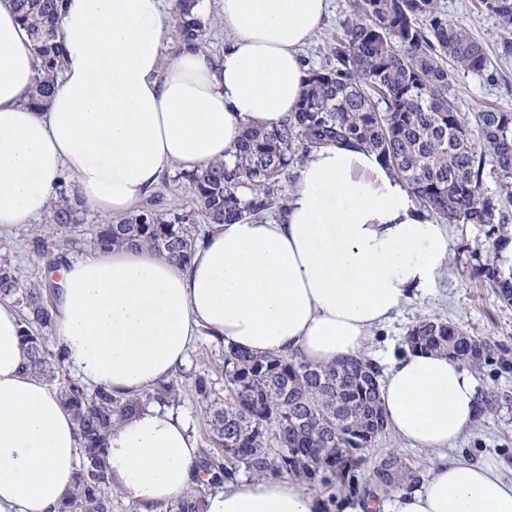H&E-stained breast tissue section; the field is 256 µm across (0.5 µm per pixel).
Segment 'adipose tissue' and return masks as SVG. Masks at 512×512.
<instances>
[{"instance_id": "obj_1", "label": "adipose tissue", "mask_w": 512, "mask_h": 512, "mask_svg": "<svg viewBox=\"0 0 512 512\" xmlns=\"http://www.w3.org/2000/svg\"><path fill=\"white\" fill-rule=\"evenodd\" d=\"M224 51L169 54L163 0H63L62 73L49 104L29 105L35 52L0 0V228L48 215L64 183L103 221L127 215L164 171L230 159L250 126L295 110L299 53L328 0H221ZM450 252L444 225L361 148L328 146L299 168L279 220L212 225L188 264L145 248L62 264L53 339L89 387L134 395L163 383L202 334L255 354L321 366L361 355L376 327L434 288ZM380 387L389 426L438 453L393 512H512V477L493 460L448 455L477 421L470 370L438 353L393 354ZM112 487L142 512L184 495L200 448L186 422L152 404L107 437ZM79 459L56 392L25 369L20 320L0 302V512H55ZM292 477L229 483L206 512H323Z\"/></svg>"}]
</instances>
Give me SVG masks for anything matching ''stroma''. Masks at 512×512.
Returning <instances> with one entry per match:
<instances>
[{"instance_id":"stroma-1","label":"stroma","mask_w":512,"mask_h":512,"mask_svg":"<svg viewBox=\"0 0 512 512\" xmlns=\"http://www.w3.org/2000/svg\"><path fill=\"white\" fill-rule=\"evenodd\" d=\"M351 0H328V14L320 28L302 48L301 55L311 65L322 67L333 63V38L341 22L350 12ZM448 15L462 23L482 45L498 57V79L489 83L471 74L456 79V94L461 109L477 112L481 106L493 104L512 110V56L502 58L498 52L504 37L498 19L474 8V0H442ZM155 207L168 210L191 207L193 191L180 168L163 175L151 193ZM450 254L443 275L435 288L411 296L401 311L381 325L372 336L365 353L376 361H384L396 352L409 326L421 318L441 317L458 323L471 334L491 338L512 347V307L501 303L495 290L475 278L477 262L490 263L493 252L487 251V228L481 224H453L449 227ZM31 229L14 226L0 231V257L9 258L15 276L25 283H51L58 273L52 272L51 255H39L29 246ZM224 345L209 336H198L185 364L175 377L181 385L177 411L188 422L200 447L213 448L217 442L211 433L209 417L199 406L193 391L197 376L207 375L216 398H223ZM479 390H494L499 396L496 410L479 421L458 441L456 454L473 461L488 458L512 470V372L499 375L476 374Z\"/></svg>"}]
</instances>
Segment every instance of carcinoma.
<instances>
[{
    "instance_id": "cac0c4a2",
    "label": "carcinoma",
    "mask_w": 512,
    "mask_h": 512,
    "mask_svg": "<svg viewBox=\"0 0 512 512\" xmlns=\"http://www.w3.org/2000/svg\"><path fill=\"white\" fill-rule=\"evenodd\" d=\"M199 0H177L176 24L183 40L202 42ZM29 34L38 61L31 97L47 105L62 60L57 42L59 0H11ZM507 33L512 32V0H478ZM330 68L307 69L295 111L273 127L245 130L231 161H220L184 177L192 186L195 208L158 212L147 205L100 224L91 243L96 250L145 247L183 264L198 246L197 220L224 224L277 207L287 200L279 183L314 151L330 146L363 147L407 187L420 210L442 224H483L487 243L499 249L512 224V111L484 106L473 117L461 111L456 75L464 72L489 82L497 67L467 28L448 15L441 0H352L349 17L336 35ZM491 151L492 159L477 142ZM492 176L495 191L485 188ZM49 224L66 230L77 224L76 210L64 193ZM500 299L512 304V275L494 264L483 270ZM0 295L26 309L21 320L26 369L59 382L58 396L70 412L81 448L73 486L57 512H112V475L106 440L112 427L141 403L178 402L179 385L170 381L134 397L105 388L89 389L64 375V356L49 337L53 306L42 289L20 284L9 263L0 264ZM399 350L441 352L479 373L512 371V350L478 338L446 319H423L407 330ZM227 402L213 397L209 380L199 376L194 392L211 417L223 452L202 449L192 486L170 512H205L197 487L217 492L241 474L291 476L332 490L325 512L366 504L421 482L417 470L394 453L366 469V451L386 433L380 404L381 367L360 355L323 367L286 355H257L224 348Z\"/></svg>"
}]
</instances>
